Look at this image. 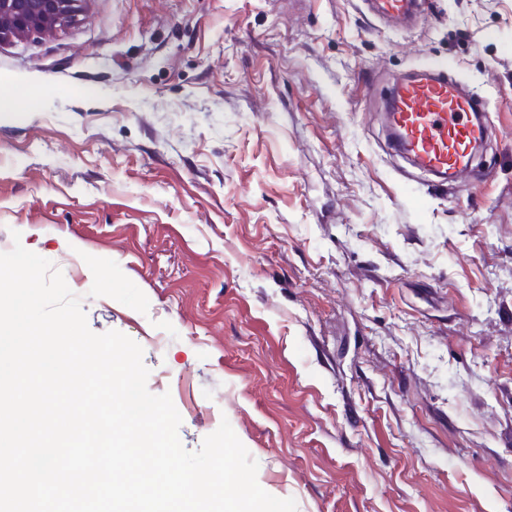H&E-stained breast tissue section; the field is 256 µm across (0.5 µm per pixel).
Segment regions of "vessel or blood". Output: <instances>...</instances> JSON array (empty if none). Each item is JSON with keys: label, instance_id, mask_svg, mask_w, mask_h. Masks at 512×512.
<instances>
[{"label": "vessel or blood", "instance_id": "vessel-or-blood-1", "mask_svg": "<svg viewBox=\"0 0 512 512\" xmlns=\"http://www.w3.org/2000/svg\"><path fill=\"white\" fill-rule=\"evenodd\" d=\"M379 15L410 17L415 0H372ZM479 95L461 89L440 72L395 84L388 122L399 151L422 170L448 174L467 171L473 149L487 136L477 120Z\"/></svg>", "mask_w": 512, "mask_h": 512}]
</instances>
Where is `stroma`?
I'll return each mask as SVG.
<instances>
[{
    "instance_id": "obj_1",
    "label": "stroma",
    "mask_w": 512,
    "mask_h": 512,
    "mask_svg": "<svg viewBox=\"0 0 512 512\" xmlns=\"http://www.w3.org/2000/svg\"><path fill=\"white\" fill-rule=\"evenodd\" d=\"M419 3L81 0L0 45V252L297 512H512V0ZM435 62L490 132L446 183L386 122ZM379 15L397 19L409 18L416 7L412 0H372Z\"/></svg>"
}]
</instances>
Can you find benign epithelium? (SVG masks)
<instances>
[{"label":"benign epithelium","mask_w":512,"mask_h":512,"mask_svg":"<svg viewBox=\"0 0 512 512\" xmlns=\"http://www.w3.org/2000/svg\"><path fill=\"white\" fill-rule=\"evenodd\" d=\"M79 0H0V42L54 36L74 20Z\"/></svg>","instance_id":"1"}]
</instances>
